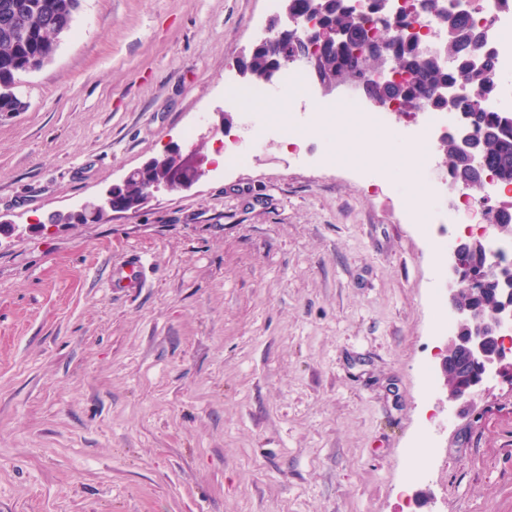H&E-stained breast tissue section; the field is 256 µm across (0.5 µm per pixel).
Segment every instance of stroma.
I'll use <instances>...</instances> for the list:
<instances>
[{
    "mask_svg": "<svg viewBox=\"0 0 512 512\" xmlns=\"http://www.w3.org/2000/svg\"><path fill=\"white\" fill-rule=\"evenodd\" d=\"M272 17L82 0L0 113V512H512V385L457 418L429 389L448 262L407 221L404 136L337 124V166L273 137L136 212L45 223L187 138L222 149L221 111L251 138L224 96L254 90L236 60ZM136 254L141 287H113Z\"/></svg>",
    "mask_w": 512,
    "mask_h": 512,
    "instance_id": "obj_1",
    "label": "stroma"
}]
</instances>
